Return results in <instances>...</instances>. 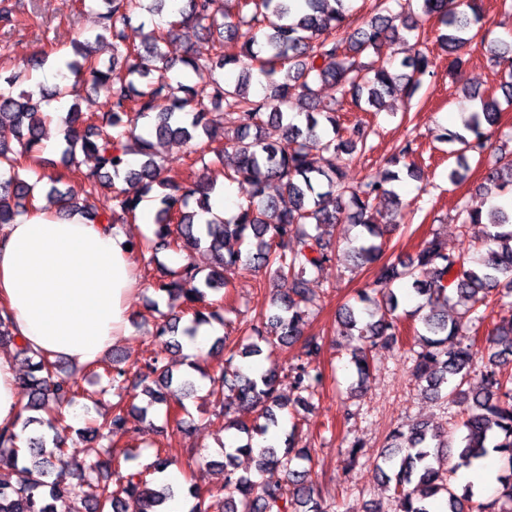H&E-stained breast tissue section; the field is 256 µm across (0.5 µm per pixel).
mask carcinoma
Listing matches in <instances>:
<instances>
[{"label": "carcinoma", "mask_w": 512, "mask_h": 512, "mask_svg": "<svg viewBox=\"0 0 512 512\" xmlns=\"http://www.w3.org/2000/svg\"><path fill=\"white\" fill-rule=\"evenodd\" d=\"M92 2L101 8V31L71 39L72 53L56 59L55 65L64 81L71 74L93 90L106 88L103 111H81L79 94L63 83L17 93V77L5 76L0 84V226L37 210L18 162L41 144L50 122L44 104L64 99L62 158L74 181L60 188L62 175L42 174L51 182L49 200L60 214L77 212L92 222L115 225L137 219L142 198L160 190L153 235L130 246L135 260L147 268L161 253L185 255L186 263L152 282L155 291L184 302L179 313L163 315L156 326L154 337L165 348L179 347L184 317L189 321L184 335L191 339L202 324L224 323L221 305L208 296L228 288L238 271L263 270L288 284L273 298V313L245 326L252 339L248 346L228 348L226 338L217 340L228 350L219 371L210 375L192 363L208 378L210 395L217 398L211 421H224V429L235 432L236 443L224 449V485L203 492L189 487L194 499L189 512H326L324 490L307 467L311 449L296 447L292 433L280 448L267 443L256 448L254 439L267 440L278 425L277 412L291 404L307 407L322 385L323 339L306 333L317 305L308 283L332 260L325 235L345 213L361 227L353 245L356 258L376 264L371 292L364 291L357 299L363 307H344L338 321L339 335L359 342L352 353L358 387L369 378L372 351L399 342L397 311L402 300L414 294L422 300L409 348L414 380L423 393L442 402L449 415L458 417L452 431L420 423L406 430L398 426L387 436L377 469L386 483L394 485L397 512H433L439 502L446 512H512V318L488 330L489 355L482 365L475 363L471 352L486 319L483 307L488 300L512 295V215L501 208L486 213L461 209L462 232L478 230L485 247L477 256L450 254L434 236L414 258L381 261L388 225L400 223L403 214L396 211L382 224L373 201L398 198L391 183L401 178L399 172L388 170L380 180L346 184L343 156L366 151L371 130L361 122L344 128L337 116L347 105L369 112L379 109L387 95H415L432 65L423 50L408 51L396 66L368 56L385 45L406 44L410 34L419 38L429 19L438 23L437 40L448 56V76L460 77L468 62L465 49L477 41L500 68L503 95L512 102V42L491 39L483 31L481 0H377L374 14L345 39L336 37V31L348 22L352 0H301L298 8L293 0H185L177 9L171 0ZM141 10L169 19L165 29L154 27L135 43L127 29ZM191 25L211 38L213 53L198 57L187 50L178 59L169 57L162 45ZM108 42L112 59L103 64L99 49ZM227 66L239 68L232 83L224 81ZM254 77L265 89L261 96L251 92ZM324 84L336 87V97L327 103L320 101ZM207 98L216 110L207 108ZM499 112L498 101L483 100L464 118L462 130L441 138L461 145V156H480L489 148L484 126L494 125ZM141 120L151 126L154 138L137 133ZM266 126L278 128L281 141H264L261 132ZM203 138L224 142L216 155L221 176L248 185L250 196L232 218L201 224L196 217L209 210L211 194L224 190V185L206 171L185 185L182 177L161 165L157 147L171 140L189 145ZM80 152L95 157L94 168L81 169ZM416 153L415 141L407 140L395 148L389 163L417 178ZM129 155L142 157L139 169L129 168ZM119 182L133 191L117 187ZM272 183L277 185L276 197L268 194ZM107 187L114 189L112 211L98 213L92 200ZM508 187L512 188V158L489 171L482 185L488 194ZM192 198L196 211L189 209ZM270 213L276 214L274 224L267 221ZM201 249L211 258L205 274L192 261ZM453 300L462 311L455 317L441 314L440 308ZM12 325L9 313L0 314V342L16 345L23 356L20 380L28 391L24 409L45 412V425L52 429L65 420L63 410L74 402L80 384L73 376L61 375L57 362L17 343ZM264 344L299 345L300 359L288 373L295 398L285 400L277 393L276 367L252 377L234 365L237 356L262 354ZM103 372L107 385L102 393L110 392L118 401L89 430L86 441L95 447L88 449L89 459L78 464L77 483L50 479L54 462L69 464L63 446H55L52 461L44 455V434L28 436L27 448L21 449L18 434L0 428V462L9 458L16 475L13 483L0 479V512H123L126 498L136 499L141 512H163L176 496L172 485L156 486L141 470L112 469L114 439L129 425L142 422L146 409L125 405L129 377L119 361L104 365ZM137 377L141 383L154 384L145 387L153 403L164 402L163 390L174 381L158 351ZM245 411L256 413L257 422L248 425L234 418ZM492 452L501 463L495 497L481 501L472 486L451 483L457 468L469 467ZM239 455L251 457L259 471H284L288 489L238 473L233 459ZM453 458L456 462L450 467ZM112 474L116 481L110 483Z\"/></svg>", "instance_id": "carcinoma-1"}]
</instances>
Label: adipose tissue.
I'll list each match as a JSON object with an SVG mask.
<instances>
[{
  "label": "adipose tissue",
  "instance_id": "1",
  "mask_svg": "<svg viewBox=\"0 0 512 512\" xmlns=\"http://www.w3.org/2000/svg\"><path fill=\"white\" fill-rule=\"evenodd\" d=\"M0 240V305L20 343L79 365L128 333L136 263L120 228L49 211L22 217ZM23 405L15 365L0 356V428H18Z\"/></svg>",
  "mask_w": 512,
  "mask_h": 512
}]
</instances>
